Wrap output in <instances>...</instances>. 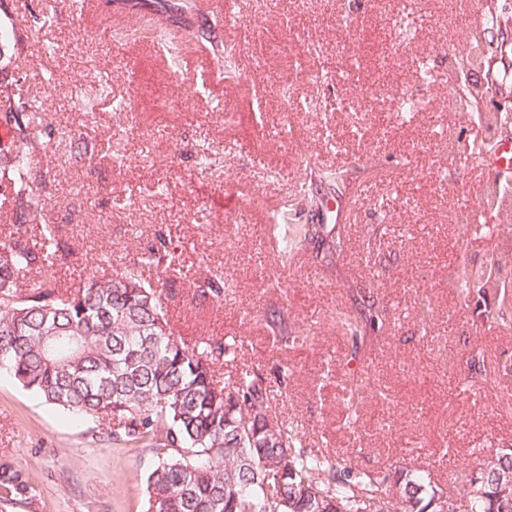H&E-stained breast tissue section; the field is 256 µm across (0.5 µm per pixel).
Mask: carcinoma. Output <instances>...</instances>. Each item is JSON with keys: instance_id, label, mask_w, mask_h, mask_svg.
Returning a JSON list of instances; mask_svg holds the SVG:
<instances>
[{"instance_id": "1", "label": "carcinoma", "mask_w": 512, "mask_h": 512, "mask_svg": "<svg viewBox=\"0 0 512 512\" xmlns=\"http://www.w3.org/2000/svg\"><path fill=\"white\" fill-rule=\"evenodd\" d=\"M482 33L448 55V85L461 117L495 131L512 125V112H490L485 103L512 87V69L493 64L512 44L492 34L502 23L494 0H485ZM20 142L0 149V206L15 217V231L0 243V372L74 418L115 441L142 444L154 465L147 479L145 512H512V451L504 452L474 479H458L453 490L408 469L394 483L365 472L356 457L339 458L304 445V434L272 409L274 389H287L288 369L276 384L238 368L225 379L215 367L234 364L236 339L202 338L188 345L173 336L163 308V278L181 274L168 241L137 265L111 273L91 272L71 290L56 276L58 243L43 216L34 186L45 176L33 155L52 150L47 114L20 112L14 95L0 93V124ZM483 207L501 212L512 204V186L493 180ZM288 208L273 227L280 278L288 277V254L319 235L314 224L288 244ZM507 261L490 259L476 270L448 276L453 289L485 304L487 318L512 327ZM356 313L340 312L337 322L356 335L377 332L387 309L362 301ZM267 321L281 347L302 337L275 314ZM34 486L10 464L0 465V503L29 500Z\"/></svg>"}]
</instances>
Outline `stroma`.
<instances>
[{"label": "stroma", "instance_id": "1", "mask_svg": "<svg viewBox=\"0 0 512 512\" xmlns=\"http://www.w3.org/2000/svg\"><path fill=\"white\" fill-rule=\"evenodd\" d=\"M97 2L0 0L1 18L48 17L33 40L0 49V85L21 78L22 102L52 105L53 155L37 194L62 283L86 281L94 255L133 265L165 235L188 270L163 295L174 334L239 337L238 364L264 375L288 365L278 409L303 426L308 447L356 454L359 469L393 477L416 467L444 489L512 448V374L476 400L458 387L481 366L512 365V330L445 286L459 265L512 256V219L487 213L495 233L458 242L455 213L479 208L493 180L466 150L485 130L449 123L446 87L423 84L419 72L424 64L447 77L449 48L481 26L479 0H223L229 25L216 22L211 0L199 9L195 0H137L148 19L204 17L201 33L235 48L236 81L194 45L173 61L151 34L117 37ZM86 70L99 87H82ZM404 95L425 110L398 112ZM73 132L93 146L92 159L76 161ZM326 195L338 221L277 280L270 214L285 203L293 226L310 224L313 199ZM216 275L231 280L220 301L200 293ZM360 291L386 306L389 322L358 345L336 314L354 311ZM423 294L433 307L425 331L414 311ZM273 308L304 344L281 348L263 317ZM355 349L373 363L374 395L350 428ZM4 461L36 493L0 512H143L153 466L149 449L96 438L1 373Z\"/></svg>", "mask_w": 512, "mask_h": 512}]
</instances>
